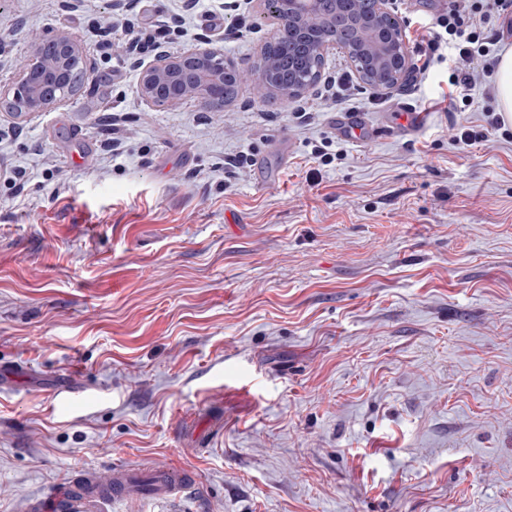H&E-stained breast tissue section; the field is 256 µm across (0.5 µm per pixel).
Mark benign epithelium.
Wrapping results in <instances>:
<instances>
[{"label": "benign epithelium", "instance_id": "obj_1", "mask_svg": "<svg viewBox=\"0 0 512 512\" xmlns=\"http://www.w3.org/2000/svg\"><path fill=\"white\" fill-rule=\"evenodd\" d=\"M263 18L273 33L260 49V66L254 82L255 95L265 101L294 102L316 91L321 71L308 72L311 60H324L333 50L344 54L362 81L373 78L385 88L403 83L410 64L402 24L390 0H374V13L364 16L358 0H258ZM339 26L347 37L324 34ZM34 61L20 77L7 107L28 117L61 102L80 80L76 69L82 58L77 39L61 33L33 46ZM142 99L160 105L195 100L210 109L224 100V80L240 83L246 72L224 62L223 48L208 36L181 52L172 53L162 43L154 46L148 64L134 62Z\"/></svg>", "mask_w": 512, "mask_h": 512}]
</instances>
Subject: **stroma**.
Segmentation results:
<instances>
[{"label": "stroma", "mask_w": 512, "mask_h": 512, "mask_svg": "<svg viewBox=\"0 0 512 512\" xmlns=\"http://www.w3.org/2000/svg\"><path fill=\"white\" fill-rule=\"evenodd\" d=\"M392 2L404 83L333 51L303 100L247 79L204 110L142 101L134 63L162 30L254 69L256 0H0V97L34 39L84 49L61 104L0 106V512L121 463L199 484L102 512H512V124L452 144L497 96L432 105L447 73L417 84L415 24L440 0ZM404 107L428 116L405 139L329 125ZM488 126L484 128L483 132L476 133L473 130L469 129L468 126L463 124H456L452 127V130L455 131L451 138L452 142L457 146H472L475 143H479L482 141H488V136L492 135V133L499 130L502 126H504V120L502 117H492L490 121H488Z\"/></svg>", "instance_id": "1"}]
</instances>
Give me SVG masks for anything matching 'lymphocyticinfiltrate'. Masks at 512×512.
Returning a JSON list of instances; mask_svg holds the SVG:
<instances>
[{
  "mask_svg": "<svg viewBox=\"0 0 512 512\" xmlns=\"http://www.w3.org/2000/svg\"><path fill=\"white\" fill-rule=\"evenodd\" d=\"M508 27L512 28V0H449L445 12L423 23L422 39L431 58L421 75L429 77L432 66L447 64L451 111H464L471 104L472 90L489 83Z\"/></svg>",
  "mask_w": 512,
  "mask_h": 512,
  "instance_id": "1",
  "label": "lymphocytic infiltrate"
}]
</instances>
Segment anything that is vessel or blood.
Here are the masks:
<instances>
[{
	"mask_svg": "<svg viewBox=\"0 0 512 512\" xmlns=\"http://www.w3.org/2000/svg\"><path fill=\"white\" fill-rule=\"evenodd\" d=\"M425 121V113L412 110L399 113L396 121L383 126L370 121L362 112H340L332 119L338 136L362 144L375 141L385 131L410 135ZM87 474L85 485L65 481L51 497L33 501L31 512H100L104 499L121 500L139 493L149 500H177L195 480L192 469L172 465L154 468L147 478L134 465L117 466L106 472L91 468Z\"/></svg>",
	"mask_w": 512,
	"mask_h": 512,
	"instance_id": "obj_1",
	"label": "vessel or blood"
}]
</instances>
